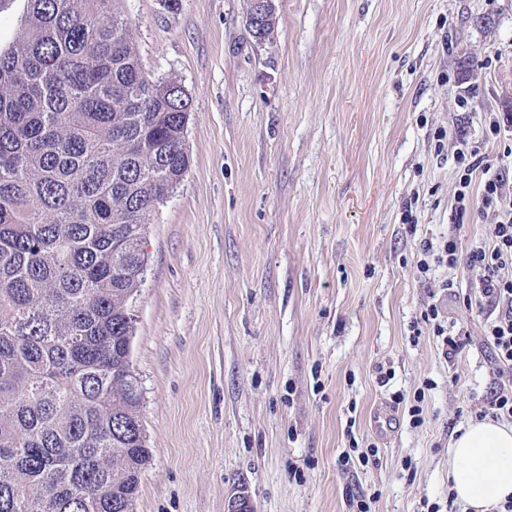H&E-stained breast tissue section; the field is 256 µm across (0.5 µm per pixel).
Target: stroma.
Here are the masks:
<instances>
[{"label": "stroma", "mask_w": 512, "mask_h": 512, "mask_svg": "<svg viewBox=\"0 0 512 512\" xmlns=\"http://www.w3.org/2000/svg\"><path fill=\"white\" fill-rule=\"evenodd\" d=\"M274 5L259 41L250 0H119L143 68L191 102L190 167L150 214L131 302L134 512H448L449 440L494 366L463 304L476 274L417 261L488 232L455 211L457 148L512 182V127L490 143L484 124L512 103V0ZM431 304L469 335L455 360Z\"/></svg>", "instance_id": "stroma-1"}]
</instances>
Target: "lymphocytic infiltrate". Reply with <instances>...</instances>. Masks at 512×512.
<instances>
[{
  "label": "lymphocytic infiltrate",
  "mask_w": 512,
  "mask_h": 512,
  "mask_svg": "<svg viewBox=\"0 0 512 512\" xmlns=\"http://www.w3.org/2000/svg\"><path fill=\"white\" fill-rule=\"evenodd\" d=\"M456 191L457 211H466L479 203L491 224L485 238L474 241L467 251H460L455 238L440 247L424 244L418 262L420 272L432 265L451 269L466 267L478 277L477 306L489 307L492 313L484 328V341L492 354L500 382L488 399L487 413L494 418L512 420V188L495 173L485 157L468 158L459 153ZM480 182V195H473V182Z\"/></svg>",
  "instance_id": "obj_1"
}]
</instances>
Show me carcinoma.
I'll list each match as a JSON object with an SVG mask.
<instances>
[{"mask_svg":"<svg viewBox=\"0 0 512 512\" xmlns=\"http://www.w3.org/2000/svg\"><path fill=\"white\" fill-rule=\"evenodd\" d=\"M118 2L29 0L0 51V512H133L149 458L130 301L190 104Z\"/></svg>","mask_w":512,"mask_h":512,"instance_id":"cac0c4a2","label":"carcinoma"}]
</instances>
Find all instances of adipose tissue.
I'll use <instances>...</instances> for the list:
<instances>
[{"mask_svg":"<svg viewBox=\"0 0 512 512\" xmlns=\"http://www.w3.org/2000/svg\"><path fill=\"white\" fill-rule=\"evenodd\" d=\"M449 452L451 489L465 512H493L512 498V424L468 423Z\"/></svg>","mask_w":512,"mask_h":512,"instance_id":"ef3b65f1","label":"adipose tissue"}]
</instances>
